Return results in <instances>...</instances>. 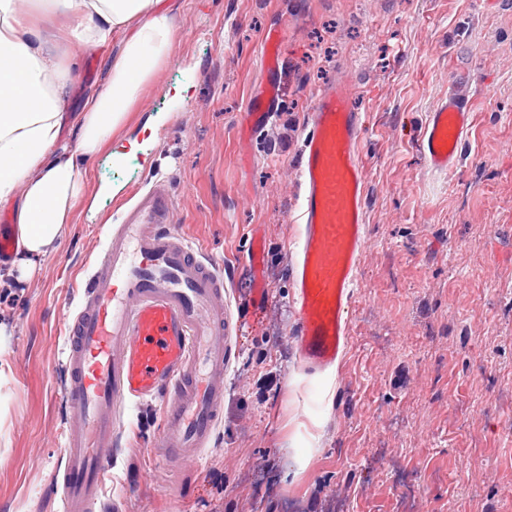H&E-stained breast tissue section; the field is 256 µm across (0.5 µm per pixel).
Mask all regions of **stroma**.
<instances>
[{"label":"stroma","instance_id":"obj_1","mask_svg":"<svg viewBox=\"0 0 512 512\" xmlns=\"http://www.w3.org/2000/svg\"><path fill=\"white\" fill-rule=\"evenodd\" d=\"M279 24L282 95L243 154L261 38ZM52 46L81 57L79 106L101 54ZM335 78L367 119V252L340 368L311 376L288 269L307 114ZM458 82L474 125L441 176L418 139ZM85 179L100 197L56 252L26 277L0 260L16 289L0 302V512H58L67 316L106 216L157 179L229 286L224 408L198 463L151 455L161 405L133 411L103 512H512V0H183L170 55ZM254 224L270 287L257 312L243 301Z\"/></svg>","mask_w":512,"mask_h":512}]
</instances>
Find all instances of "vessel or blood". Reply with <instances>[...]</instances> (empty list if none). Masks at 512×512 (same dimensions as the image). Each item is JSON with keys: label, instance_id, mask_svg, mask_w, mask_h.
Returning <instances> with one entry per match:
<instances>
[{"label": "vessel or blood", "instance_id": "vessel-or-blood-1", "mask_svg": "<svg viewBox=\"0 0 512 512\" xmlns=\"http://www.w3.org/2000/svg\"><path fill=\"white\" fill-rule=\"evenodd\" d=\"M275 104L270 82L250 101L241 148L268 124ZM472 122L462 95L437 102L421 136L431 171L445 175L457 167ZM307 126L290 282L296 352L314 376L347 349L352 288L366 254L367 167L360 154L366 119L350 81L332 80L314 93ZM175 222L165 182L135 192L133 203L115 213L82 285L81 304L68 323L70 422L57 483L60 512H99L129 415L143 404L162 403L154 456L200 457L215 429L224 402V275L202 260ZM250 242L249 302L259 307L267 297L260 225H252Z\"/></svg>", "mask_w": 512, "mask_h": 512}]
</instances>
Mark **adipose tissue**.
<instances>
[{"instance_id": "ef3b65f1", "label": "adipose tissue", "mask_w": 512, "mask_h": 512, "mask_svg": "<svg viewBox=\"0 0 512 512\" xmlns=\"http://www.w3.org/2000/svg\"><path fill=\"white\" fill-rule=\"evenodd\" d=\"M65 37L103 50L102 80L79 108L69 98L79 68L60 66L21 0H0V203L13 202L16 267L31 274L57 250L74 211L95 206L84 171L143 98L169 56L174 0H61ZM70 126L72 139L62 135Z\"/></svg>"}]
</instances>
